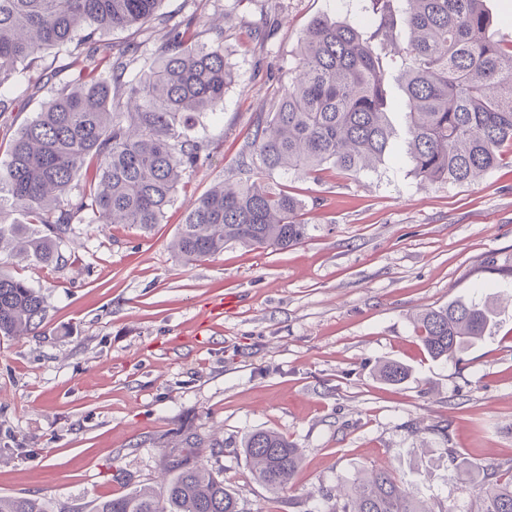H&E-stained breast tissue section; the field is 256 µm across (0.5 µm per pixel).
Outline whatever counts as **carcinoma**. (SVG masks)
I'll return each mask as SVG.
<instances>
[{
	"mask_svg": "<svg viewBox=\"0 0 512 512\" xmlns=\"http://www.w3.org/2000/svg\"><path fill=\"white\" fill-rule=\"evenodd\" d=\"M162 0H0V89L27 73L38 92L50 50L68 57L69 80L10 143L0 163V194L27 223H7L0 206V260L45 266L64 262L61 244L86 216L98 224L149 229L163 221L183 177L202 161L204 142L180 131L193 112L215 111L233 75L221 37L195 44L191 17L173 25L144 76L124 80L135 50L115 49L109 31L142 27ZM378 23L366 34L319 19L301 38L298 66L274 111L247 136L249 177L222 182L197 198L172 243L187 263L228 245L283 250L307 237L301 203L271 181L274 174H316L330 165L348 175L375 168L394 137L386 87L406 94L407 155L424 182L472 183L512 150V43L487 35L483 0H370ZM409 30L393 36V14ZM95 166L76 194L72 182ZM493 300H458L416 318L430 357L446 360L481 341L497 323ZM46 322L41 292L0 273V335H35ZM408 368H378L398 385ZM239 447L255 479L276 492L293 479L301 450L275 430L245 434ZM163 494L148 487L96 505L95 512H243L224 479L204 463L201 438L184 433L167 462ZM340 512H433L385 470L353 480ZM0 512H46L37 498L0 496ZM477 512H512V473L490 465L480 481Z\"/></svg>",
	"mask_w": 512,
	"mask_h": 512,
	"instance_id": "obj_1",
	"label": "carcinoma"
}]
</instances>
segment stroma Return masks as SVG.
<instances>
[{"mask_svg":"<svg viewBox=\"0 0 512 512\" xmlns=\"http://www.w3.org/2000/svg\"><path fill=\"white\" fill-rule=\"evenodd\" d=\"M196 16L199 41L223 18L233 81L190 132L209 155L160 224L74 225L59 266L6 261L44 297L36 336H0V496L41 499L47 512H93L140 486L160 488L184 432L224 442L208 466L245 512H336L335 493L388 470L434 512H476L487 466L512 468V163L478 182L420 183L406 158L405 93L390 81L396 135L376 170L300 173L281 184L302 200V244L233 245L192 265L171 243L189 204L238 180L246 137L270 112L318 18L372 31L369 0H162L149 29L111 33L155 58L172 25ZM132 64L127 79L140 77ZM24 96L0 114V160L49 100ZM493 297L497 324L448 361L432 360L414 317L455 300ZM229 301L208 317L216 298ZM407 365L399 385L379 361ZM274 429L302 450L286 488L259 484L236 446Z\"/></svg>","mask_w":512,"mask_h":512,"instance_id":"1","label":"stroma"}]
</instances>
